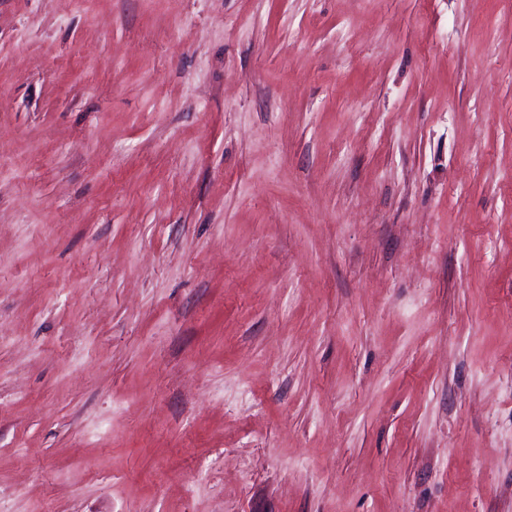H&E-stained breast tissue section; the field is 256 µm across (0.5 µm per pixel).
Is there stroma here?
<instances>
[{"mask_svg":"<svg viewBox=\"0 0 512 512\" xmlns=\"http://www.w3.org/2000/svg\"><path fill=\"white\" fill-rule=\"evenodd\" d=\"M0 512H512V0H0Z\"/></svg>","mask_w":512,"mask_h":512,"instance_id":"35a3bbf8","label":"stroma"}]
</instances>
